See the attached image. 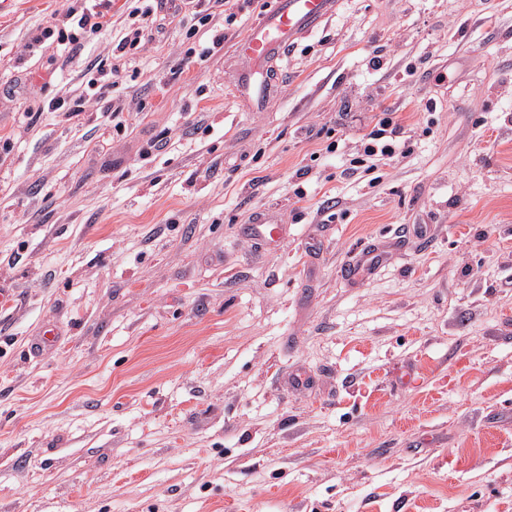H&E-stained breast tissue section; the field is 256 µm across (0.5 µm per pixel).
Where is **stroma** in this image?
Returning <instances> with one entry per match:
<instances>
[{"instance_id": "35a3bbf8", "label": "stroma", "mask_w": 512, "mask_h": 512, "mask_svg": "<svg viewBox=\"0 0 512 512\" xmlns=\"http://www.w3.org/2000/svg\"><path fill=\"white\" fill-rule=\"evenodd\" d=\"M74 2L0 0V512H512V0H343L261 112L265 0L204 58L187 0L41 40ZM383 107L410 153L351 170ZM143 2L153 3L146 4L142 7H136L131 11L130 15H136L137 20L126 28L124 35L120 37L115 48L113 47V54L116 51L127 53L131 50H138L143 46L145 42V32L152 21V16L154 15L155 10H158L159 8L161 9L163 6L162 1L144 0ZM83 76L85 78V94H82L75 99L67 100L59 98L55 100L49 105V108H51L53 112H70L71 115H78L79 112H85L86 105L90 98H102L104 90L107 89L108 84H102L106 74L104 73V70H102L101 64H88ZM87 97L89 98L87 99Z\"/></svg>"}]
</instances>
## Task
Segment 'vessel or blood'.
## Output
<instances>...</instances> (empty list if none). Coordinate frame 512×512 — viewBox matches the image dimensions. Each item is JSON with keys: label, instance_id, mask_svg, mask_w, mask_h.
<instances>
[{"label": "vessel or blood", "instance_id": "obj_1", "mask_svg": "<svg viewBox=\"0 0 512 512\" xmlns=\"http://www.w3.org/2000/svg\"><path fill=\"white\" fill-rule=\"evenodd\" d=\"M335 7L336 0H273L262 20L238 40L235 79L240 97L250 108L262 107L273 90L268 78L272 61L284 55L297 37L321 24Z\"/></svg>", "mask_w": 512, "mask_h": 512}]
</instances>
